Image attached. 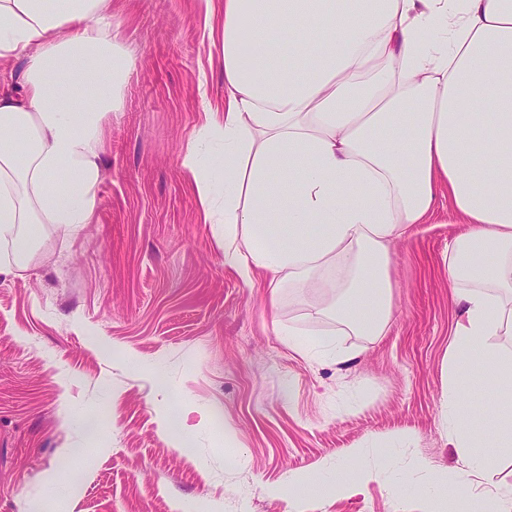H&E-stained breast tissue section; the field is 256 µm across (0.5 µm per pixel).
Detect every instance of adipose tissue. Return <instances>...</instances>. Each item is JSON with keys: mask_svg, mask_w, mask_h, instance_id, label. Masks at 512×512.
I'll use <instances>...</instances> for the list:
<instances>
[{"mask_svg": "<svg viewBox=\"0 0 512 512\" xmlns=\"http://www.w3.org/2000/svg\"><path fill=\"white\" fill-rule=\"evenodd\" d=\"M109 8L0 0V65L24 62L19 89L0 90V273L25 268L45 225L74 234L93 219L104 126L132 70ZM223 45L224 103L206 109L182 166L245 285L327 289L337 319L382 335L389 245L447 189L465 230L448 247L462 317L444 418L464 464L438 508L469 504L481 480L487 512H512L490 465L512 424L476 431L468 406L512 388V360L485 351L512 335V0H224ZM359 480L340 464L268 494L319 500Z\"/></svg>", "mask_w": 512, "mask_h": 512, "instance_id": "1", "label": "adipose tissue"}]
</instances>
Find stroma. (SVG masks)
<instances>
[{"label":"stroma","mask_w":512,"mask_h":512,"mask_svg":"<svg viewBox=\"0 0 512 512\" xmlns=\"http://www.w3.org/2000/svg\"><path fill=\"white\" fill-rule=\"evenodd\" d=\"M110 12L134 66L93 221L74 236L45 225L26 269L0 275V512H425L419 489L439 493L461 462L442 407L460 314L452 201L438 194L393 243L383 335L323 314L320 289L270 300L224 265L222 227L204 223L181 165L204 101L224 100L222 9L112 0ZM342 462L375 477L319 501L261 490Z\"/></svg>","instance_id":"35a3bbf8"}]
</instances>
